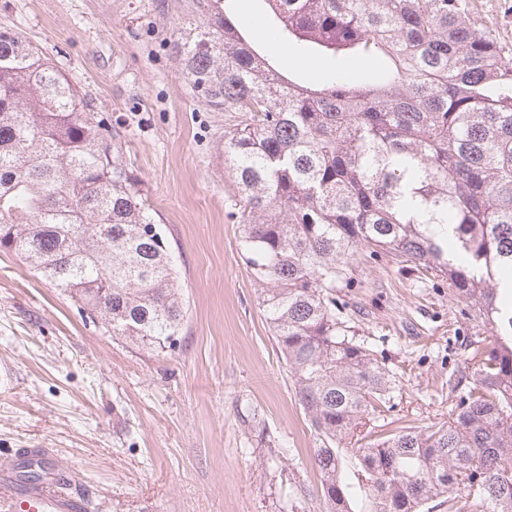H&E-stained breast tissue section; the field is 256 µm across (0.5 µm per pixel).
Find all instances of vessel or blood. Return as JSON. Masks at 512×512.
Returning a JSON list of instances; mask_svg holds the SVG:
<instances>
[{"instance_id": "1", "label": "vessel or blood", "mask_w": 512, "mask_h": 512, "mask_svg": "<svg viewBox=\"0 0 512 512\" xmlns=\"http://www.w3.org/2000/svg\"><path fill=\"white\" fill-rule=\"evenodd\" d=\"M40 467L43 476L33 482H19V465ZM72 474L59 469L50 449L22 448L16 459L0 460V512H85L87 505L78 491H63L73 482Z\"/></svg>"}]
</instances>
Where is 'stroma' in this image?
Here are the masks:
<instances>
[{"mask_svg": "<svg viewBox=\"0 0 512 512\" xmlns=\"http://www.w3.org/2000/svg\"><path fill=\"white\" fill-rule=\"evenodd\" d=\"M190 0H0L11 29L77 83L125 136V160L169 239L186 303L172 352L144 351L0 249V458L54 449L91 512H321L320 441L246 263L238 197L222 152L231 112L199 103L172 49ZM255 47L302 65L260 0H233ZM472 18L512 48V0H474ZM339 296L398 391L390 428L447 423L450 379L491 335L447 282L388 255Z\"/></svg>", "mask_w": 512, "mask_h": 512, "instance_id": "obj_1", "label": "stroma"}]
</instances>
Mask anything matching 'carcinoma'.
Segmentation results:
<instances>
[{"instance_id": "obj_1", "label": "carcinoma", "mask_w": 512, "mask_h": 512, "mask_svg": "<svg viewBox=\"0 0 512 512\" xmlns=\"http://www.w3.org/2000/svg\"><path fill=\"white\" fill-rule=\"evenodd\" d=\"M220 0L173 47L195 97L239 113L224 162L246 260L296 397L321 440L324 512H425L465 492L512 512V59L471 0H264L317 85L258 52ZM379 69L349 80L346 58ZM0 248L143 350H174L186 315L170 245L121 131L14 31H0ZM388 253L448 282L494 328L448 425L378 432L394 377L336 289Z\"/></svg>"}]
</instances>
